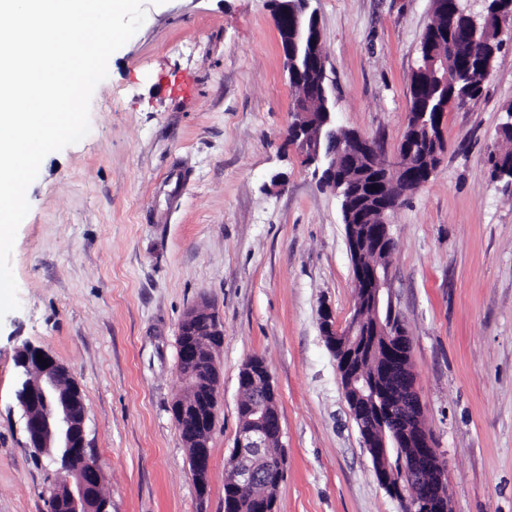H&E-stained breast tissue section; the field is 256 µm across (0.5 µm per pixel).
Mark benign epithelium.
<instances>
[{
    "instance_id": "1",
    "label": "benign epithelium",
    "mask_w": 512,
    "mask_h": 512,
    "mask_svg": "<svg viewBox=\"0 0 512 512\" xmlns=\"http://www.w3.org/2000/svg\"><path fill=\"white\" fill-rule=\"evenodd\" d=\"M273 16L280 39V50L289 77L293 81L314 80L323 100H328L326 58L320 53L322 34L317 12L309 11L310 0H271ZM439 57L423 61L416 72L424 78L411 93L407 116L412 119L414 134L401 139L395 155L386 157L377 141L356 131L336 141L335 108L309 112L297 102L292 111L287 136L306 165L314 168L321 186L350 201L367 197L375 201L382 214L378 224L366 223L359 215L357 223L346 225L347 242L352 263L354 284L363 288V297L375 313V328L363 324L353 314L348 326L339 330L331 310L320 311V328L327 346L336 360V371L345 400L351 388L364 393V403L352 416L358 425L364 448L372 459L398 457L390 468L374 464L380 485L401 502L403 512H451V488L446 479V465L434 439L426 428L411 434V424L424 418V408L415 386L411 366V342L390 295L392 271L388 266L364 264L359 254L365 250L391 251L395 247L388 215L402 198L419 190L434 170L420 171L413 156L422 143L421 131L431 101L441 93L437 112L433 114L439 129H444L447 112L457 107L459 99L448 96V63L438 64ZM348 161L367 165L371 177L358 184L336 178V153ZM186 335L192 340L179 346L178 372L190 397H178L172 404L174 419L192 421L181 432V439L191 448L190 472L199 496L206 495L210 478L209 440L220 403V374L215 351L222 346L224 329L209 307L201 304L190 310L183 320ZM366 336L383 338L391 358L387 381H368L354 371L353 356L345 343ZM42 359H37V355ZM47 366H42V361ZM18 366L24 376L16 398L22 410L27 446L48 456L57 468L53 473L49 512H109V499L98 492L102 469L86 442V411L76 412L83 402L79 382L46 351L26 347ZM240 389L255 391L245 409L226 475L240 492L258 480L282 483L281 463L275 457L261 456V449L271 436H281L282 424L275 401L279 393L272 383L266 363L256 365L255 372L238 377ZM411 448L413 452H401Z\"/></svg>"
}]
</instances>
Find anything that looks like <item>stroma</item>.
<instances>
[{
	"label": "stroma",
	"mask_w": 512,
	"mask_h": 512,
	"mask_svg": "<svg viewBox=\"0 0 512 512\" xmlns=\"http://www.w3.org/2000/svg\"><path fill=\"white\" fill-rule=\"evenodd\" d=\"M338 126L393 155L432 0H312ZM484 95L448 114L428 183L389 221L392 300L447 467L452 512H512V184L489 151L512 105V31ZM295 93L270 0H163L95 88L89 132L48 154L10 262L0 320V512H48L52 466L26 446L20 351L78 380L110 512H224L238 376L262 357L288 470L276 512H401L378 483L321 334L354 312L340 204L287 140ZM282 176L283 185L272 182ZM205 304L224 326L209 491L171 413L177 336Z\"/></svg>",
	"instance_id": "35a3bbf8"
}]
</instances>
